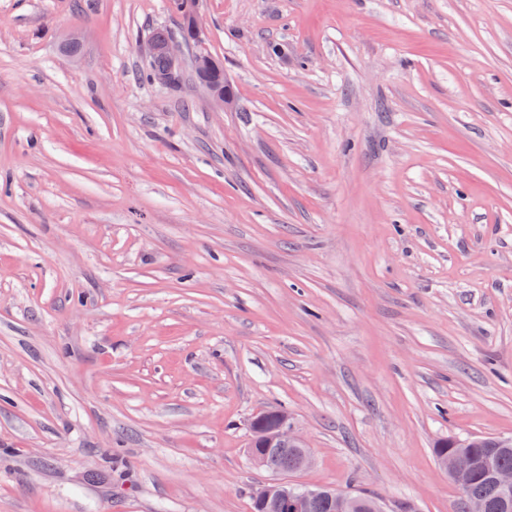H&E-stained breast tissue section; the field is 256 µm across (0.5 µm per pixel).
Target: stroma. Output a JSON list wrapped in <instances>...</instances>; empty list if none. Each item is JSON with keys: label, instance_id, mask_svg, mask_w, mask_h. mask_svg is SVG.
Returning <instances> with one entry per match:
<instances>
[{"label": "stroma", "instance_id": "obj_1", "mask_svg": "<svg viewBox=\"0 0 512 512\" xmlns=\"http://www.w3.org/2000/svg\"><path fill=\"white\" fill-rule=\"evenodd\" d=\"M198 12L160 84L169 0H0V512H251L281 408L292 483L455 512L434 443L512 437V0ZM154 35L157 37L152 36L148 38L146 42L140 43L138 47L140 54L146 61L155 60L153 63L148 64L146 78L153 81L154 75L158 83L169 84L179 73L181 68L182 58L180 50L178 46L171 41L158 38L170 39L168 36L170 34L167 30L157 29ZM160 57L164 58L165 66L156 73V71L163 66V61L158 59ZM270 416L268 412L256 414L250 423V445L249 448L257 447L258 451H265L259 448H288L280 450L266 451L265 458L259 454L253 453L251 456L252 464L255 467L274 474L294 473L296 470V461L299 452L290 448L301 449L297 467L305 469L314 463V457L306 440L294 433L289 422L288 412L278 410L275 413V423L269 427L265 421Z\"/></svg>", "mask_w": 512, "mask_h": 512}]
</instances>
